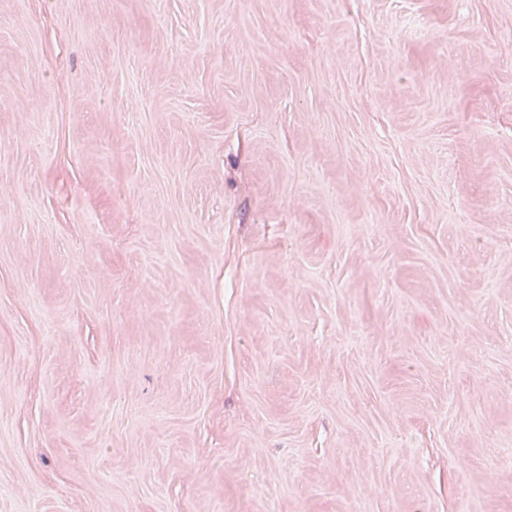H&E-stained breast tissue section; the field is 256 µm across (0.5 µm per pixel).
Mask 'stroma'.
Listing matches in <instances>:
<instances>
[{
	"instance_id": "35a3bbf8",
	"label": "stroma",
	"mask_w": 512,
	"mask_h": 512,
	"mask_svg": "<svg viewBox=\"0 0 512 512\" xmlns=\"http://www.w3.org/2000/svg\"><path fill=\"white\" fill-rule=\"evenodd\" d=\"M0 512H512V0H0Z\"/></svg>"
}]
</instances>
